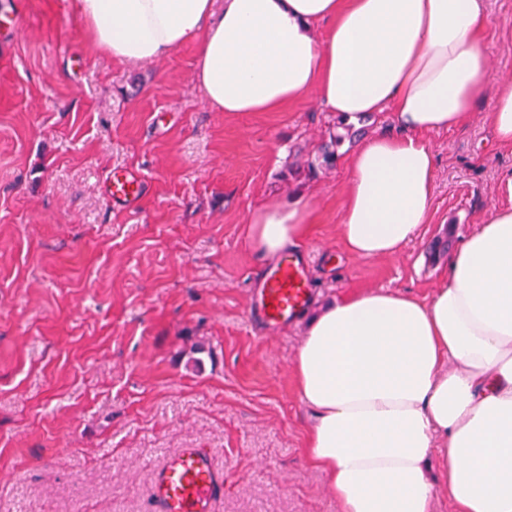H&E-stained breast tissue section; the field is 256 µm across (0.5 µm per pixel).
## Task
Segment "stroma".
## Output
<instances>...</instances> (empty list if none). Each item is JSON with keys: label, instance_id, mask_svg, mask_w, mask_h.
<instances>
[{"label": "stroma", "instance_id": "35a3bbf8", "mask_svg": "<svg viewBox=\"0 0 512 512\" xmlns=\"http://www.w3.org/2000/svg\"><path fill=\"white\" fill-rule=\"evenodd\" d=\"M21 33L0 43V512H154L157 468L205 448L224 474L213 512H339L302 448L294 390L303 321L250 320L266 262L257 206L314 212L300 249L311 306L369 288L430 299L456 244L504 192L512 149L482 101L429 137L431 215L397 256L356 259L337 226L353 146L314 96L228 115L205 99L186 45L129 64L97 51L74 0H0ZM491 75L512 78V0H488ZM143 177L138 210L112 205V171Z\"/></svg>", "mask_w": 512, "mask_h": 512}]
</instances>
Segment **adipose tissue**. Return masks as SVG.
Masks as SVG:
<instances>
[{
    "instance_id": "1",
    "label": "adipose tissue",
    "mask_w": 512,
    "mask_h": 512,
    "mask_svg": "<svg viewBox=\"0 0 512 512\" xmlns=\"http://www.w3.org/2000/svg\"><path fill=\"white\" fill-rule=\"evenodd\" d=\"M216 1L75 6L90 42L120 60L195 46L197 81L220 112H279L311 91L346 126L392 110L396 132L343 158L337 229L354 257L396 255L427 223L429 134L465 125L489 98L494 140L512 148V79L490 75L486 0ZM311 222L302 201L263 205L250 237L272 259ZM446 265L430 300L365 290L309 322L293 364L314 416L304 453L340 512H430L440 483L453 512H512V206L488 210Z\"/></svg>"
}]
</instances>
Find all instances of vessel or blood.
Wrapping results in <instances>:
<instances>
[{
	"instance_id": "vessel-or-blood-1",
	"label": "vessel or blood",
	"mask_w": 512,
	"mask_h": 512,
	"mask_svg": "<svg viewBox=\"0 0 512 512\" xmlns=\"http://www.w3.org/2000/svg\"><path fill=\"white\" fill-rule=\"evenodd\" d=\"M106 192L113 205L134 208L145 193V182L133 172L116 170ZM309 302L304 255L292 251L266 274L250 315L273 330L301 316ZM223 488L224 475L214 468L208 449L183 448L154 475V508L156 512H213L214 501Z\"/></svg>"
}]
</instances>
